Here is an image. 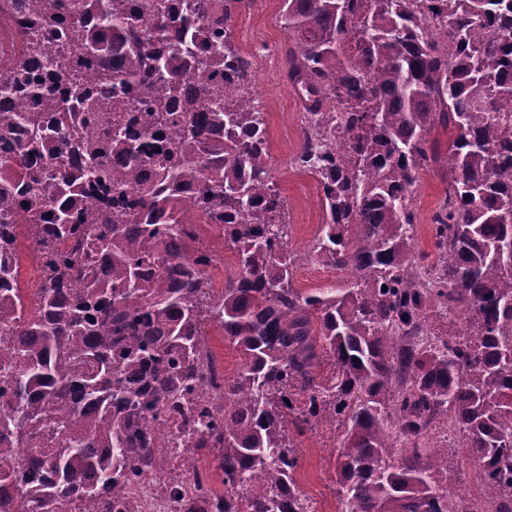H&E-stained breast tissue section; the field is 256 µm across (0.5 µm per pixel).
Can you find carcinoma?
<instances>
[{"instance_id": "1", "label": "carcinoma", "mask_w": 512, "mask_h": 512, "mask_svg": "<svg viewBox=\"0 0 512 512\" xmlns=\"http://www.w3.org/2000/svg\"><path fill=\"white\" fill-rule=\"evenodd\" d=\"M30 19L0 60V225L31 224L43 280L29 293L0 234V504L7 512H138L131 485L163 470L166 432L146 417L189 404L195 447L218 462L216 512H301L294 434L338 448L343 512H512V0H282L286 77L309 114L294 164L318 183L323 223L293 247L272 184L252 67L210 0H6ZM149 28H143L146 21ZM180 22L177 38L171 24ZM209 54L224 81L185 86ZM126 91L141 139L98 111ZM437 126L455 137L442 153ZM122 155L128 168L108 163ZM448 169L434 250L416 249L412 189ZM113 182L84 212L90 183ZM224 234L237 272L212 288L188 224ZM321 262L343 284L303 290ZM460 319L456 331L444 326ZM241 360L224 398L197 397L211 330ZM451 426L453 443L436 433ZM475 473L457 497L448 455ZM196 493L212 494L195 469ZM346 277V273L328 265L305 264L300 266L294 274V287L309 290L326 288L331 284L342 283Z\"/></svg>"}]
</instances>
